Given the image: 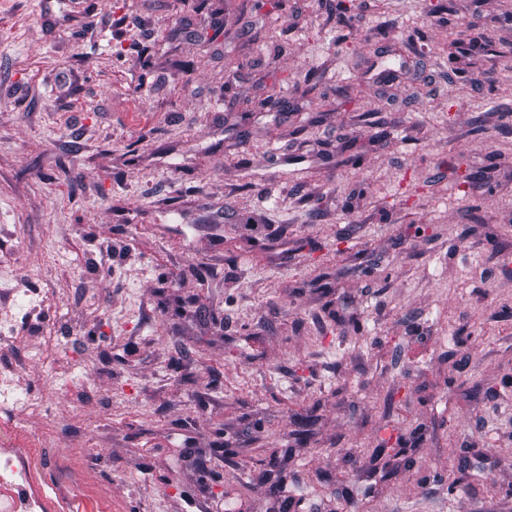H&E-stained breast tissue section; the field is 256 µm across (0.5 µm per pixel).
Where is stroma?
Returning a JSON list of instances; mask_svg holds the SVG:
<instances>
[{
  "label": "stroma",
  "mask_w": 512,
  "mask_h": 512,
  "mask_svg": "<svg viewBox=\"0 0 512 512\" xmlns=\"http://www.w3.org/2000/svg\"><path fill=\"white\" fill-rule=\"evenodd\" d=\"M340 2L0 0V447L85 512H512V0ZM20 359L16 354L10 352H0V411L3 412L6 407L2 404V397L11 393L9 375L14 373L19 366Z\"/></svg>",
  "instance_id": "1"
}]
</instances>
